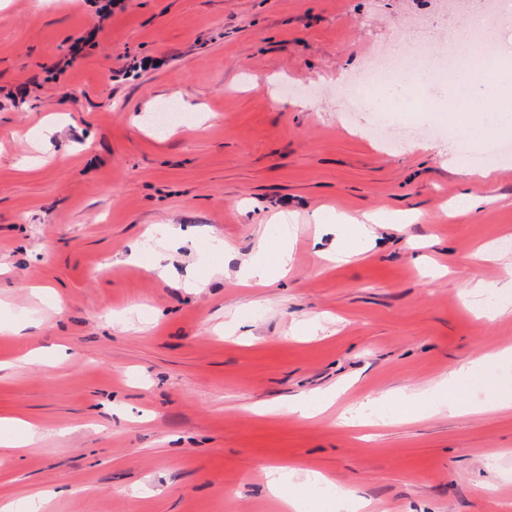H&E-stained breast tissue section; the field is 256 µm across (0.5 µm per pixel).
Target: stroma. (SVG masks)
Here are the masks:
<instances>
[{
  "mask_svg": "<svg viewBox=\"0 0 512 512\" xmlns=\"http://www.w3.org/2000/svg\"><path fill=\"white\" fill-rule=\"evenodd\" d=\"M445 3L0 0V321L19 325L0 335V417L42 432L0 455V504L45 490L39 512H281L260 467L291 459L368 512L512 501V413L486 404L500 370L462 392L469 416L427 396L452 366L512 347V314L466 295L498 279L470 256L512 230V158L468 144L492 171L469 184L444 163L486 103L412 113L392 150L335 93L397 38L448 49L464 11ZM168 100L190 120L160 133ZM466 191L486 204L445 216ZM280 211L306 219L293 273L238 287ZM320 211L414 218L323 271L316 251L339 238L311 223ZM160 225L180 231L162 248ZM240 321L249 336L227 335ZM406 390L422 395L406 422L336 421ZM324 393L318 419L284 410Z\"/></svg>",
  "mask_w": 512,
  "mask_h": 512,
  "instance_id": "stroma-1",
  "label": "stroma"
}]
</instances>
